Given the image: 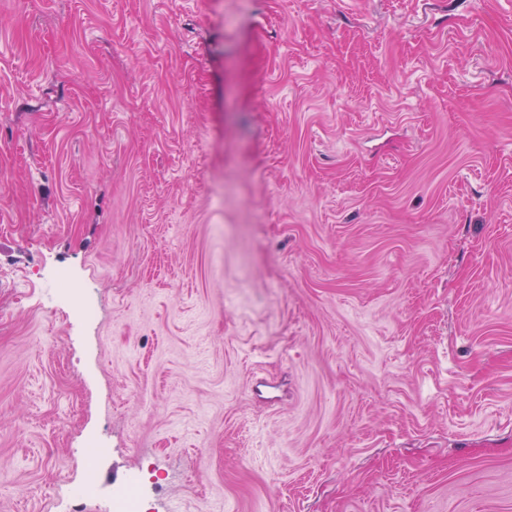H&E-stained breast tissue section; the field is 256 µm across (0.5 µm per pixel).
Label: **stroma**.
<instances>
[{"mask_svg": "<svg viewBox=\"0 0 512 512\" xmlns=\"http://www.w3.org/2000/svg\"><path fill=\"white\" fill-rule=\"evenodd\" d=\"M92 437L88 512H512V0H0V512ZM58 283L61 286V296L65 303L74 311L87 316L91 312V306L86 300L82 288L75 284L65 273L58 275ZM111 508L113 512H144L140 495L134 487L123 488L115 495L112 494Z\"/></svg>", "mask_w": 512, "mask_h": 512, "instance_id": "35a3bbf8", "label": "stroma"}]
</instances>
